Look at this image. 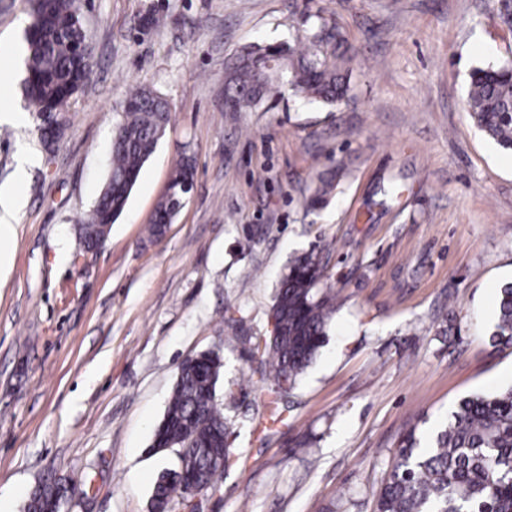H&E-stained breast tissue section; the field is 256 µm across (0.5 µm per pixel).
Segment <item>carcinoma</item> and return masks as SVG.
<instances>
[{"mask_svg": "<svg viewBox=\"0 0 512 512\" xmlns=\"http://www.w3.org/2000/svg\"><path fill=\"white\" fill-rule=\"evenodd\" d=\"M30 16L24 94L41 114L61 103L70 105L91 80L93 50L78 24V0H30ZM342 44L339 27L321 20L306 30L297 48H244L224 74L226 111H246L285 88L301 100L336 105L347 92L340 64ZM466 106L487 137L512 151V59L471 72ZM169 120L168 103L154 91L139 87L129 92L113 130L111 168L80 227L82 251L100 242L106 213L114 222L123 213ZM194 174V158L182 156L169 180L175 196ZM172 209L171 198L159 200L151 236L164 234L163 227L174 219ZM325 278L320 251L296 256L276 289L271 315L276 333L261 341L241 337L260 355L253 374L266 385L270 407L266 420L273 424L283 420V389L294 388L326 342L336 301ZM491 342L512 345V282L499 289ZM223 367L216 351L203 352L180 367L152 448L187 452L178 456L175 468L158 475L151 512H170L176 496L187 499L190 479L216 488L217 476L231 461L230 426L217 394ZM78 493H87L86 484L47 478L32 492L24 512L59 510L65 497ZM376 512H512V386L461 398L426 448L420 447L415 430L407 431L377 498Z\"/></svg>", "mask_w": 512, "mask_h": 512, "instance_id": "1", "label": "carcinoma"}]
</instances>
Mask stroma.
Instances as JSON below:
<instances>
[{"instance_id":"stroma-1","label":"stroma","mask_w":512,"mask_h":512,"mask_svg":"<svg viewBox=\"0 0 512 512\" xmlns=\"http://www.w3.org/2000/svg\"><path fill=\"white\" fill-rule=\"evenodd\" d=\"M342 28L347 102L283 95L224 109V70L251 45L294 42L308 16ZM92 80L45 146L22 94L29 0H0V191L24 205L0 251V512L42 479L87 481L66 512H149L175 450L153 452L181 364L224 367L236 463L204 512H373L407 429L425 436L467 395L512 386L490 333L512 280V152L465 107L473 68L512 56L488 0H81ZM170 123L99 250L79 225L111 164L128 90ZM32 159L16 186L20 151ZM195 184L158 239L156 204L181 155ZM339 168L325 202L321 176ZM252 237L241 249L244 237ZM322 249L336 312L285 421L258 428L246 336L270 332L291 259Z\"/></svg>"}]
</instances>
